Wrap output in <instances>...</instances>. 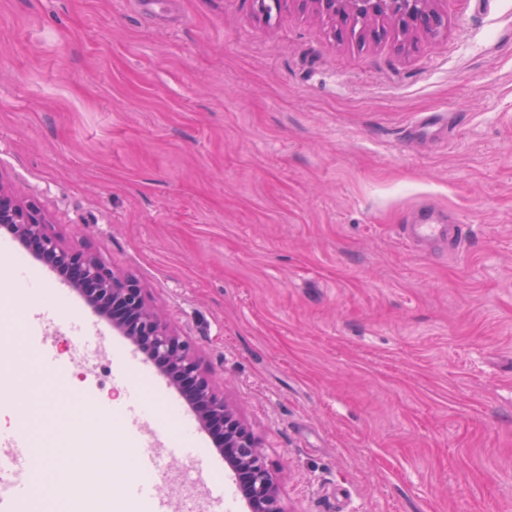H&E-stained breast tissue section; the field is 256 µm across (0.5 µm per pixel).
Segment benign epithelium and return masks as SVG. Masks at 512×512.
<instances>
[{"instance_id":"7a95c632","label":"benign epithelium","mask_w":512,"mask_h":512,"mask_svg":"<svg viewBox=\"0 0 512 512\" xmlns=\"http://www.w3.org/2000/svg\"><path fill=\"white\" fill-rule=\"evenodd\" d=\"M326 16L343 11L387 15L405 32L420 31L434 40L440 30L432 19L414 9L416 0H297ZM0 224L13 230L19 242L46 262L63 283L81 293L112 328L136 346L145 343L169 384L184 393L204 428L220 427L224 463L238 488L246 512H284L281 488L273 475L261 442L241 418L235 405L224 399L201 367L194 348L181 339L146 302L136 277L111 268L83 241L63 242L34 203H22L0 180Z\"/></svg>"}]
</instances>
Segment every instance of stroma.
I'll use <instances>...</instances> for the list:
<instances>
[{"label": "stroma", "instance_id": "obj_1", "mask_svg": "<svg viewBox=\"0 0 512 512\" xmlns=\"http://www.w3.org/2000/svg\"><path fill=\"white\" fill-rule=\"evenodd\" d=\"M438 40L351 38L296 0H0V180L86 237L196 348L259 437L285 512H512V0H436ZM471 232L448 256L421 204ZM28 264V283L9 275ZM0 284L49 309L61 375L0 315V430L81 436L70 394L139 391L166 490L229 485L179 451L185 401L131 342L85 378L99 315L0 230ZM441 214L429 206L418 209L414 224H402L401 236L408 242L437 247H447L448 252L461 249L470 234L467 224H445Z\"/></svg>", "mask_w": 512, "mask_h": 512}]
</instances>
